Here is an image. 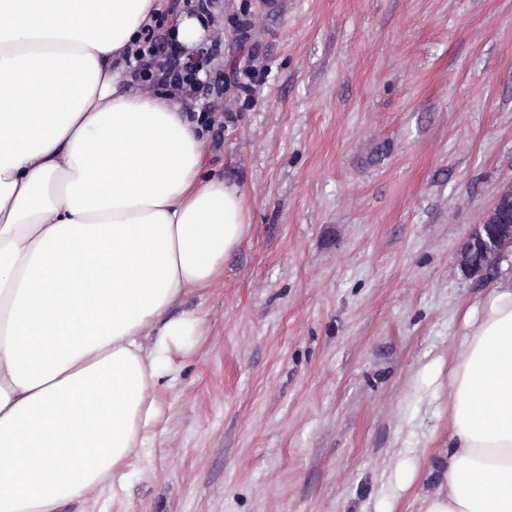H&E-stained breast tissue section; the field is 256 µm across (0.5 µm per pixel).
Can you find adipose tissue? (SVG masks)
Returning a JSON list of instances; mask_svg holds the SVG:
<instances>
[{
	"label": "adipose tissue",
	"mask_w": 512,
	"mask_h": 512,
	"mask_svg": "<svg viewBox=\"0 0 512 512\" xmlns=\"http://www.w3.org/2000/svg\"><path fill=\"white\" fill-rule=\"evenodd\" d=\"M160 0H0V512H71L125 486L160 421L182 303L248 233L205 174L199 122L124 83ZM448 446L419 512H512V274L465 311Z\"/></svg>",
	"instance_id": "1"
}]
</instances>
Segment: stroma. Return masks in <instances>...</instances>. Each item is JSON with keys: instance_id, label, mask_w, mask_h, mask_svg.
Instances as JSON below:
<instances>
[{"instance_id": "stroma-1", "label": "stroma", "mask_w": 512, "mask_h": 512, "mask_svg": "<svg viewBox=\"0 0 512 512\" xmlns=\"http://www.w3.org/2000/svg\"><path fill=\"white\" fill-rule=\"evenodd\" d=\"M213 0L231 84L203 128L249 231L189 296L161 419L89 512H419L448 448L467 306L492 285L457 255L512 186V0ZM251 24L257 53L235 20ZM417 463L403 462L396 469L393 479L388 484V493L381 499L377 512H391L392 501L397 497L398 491L404 490L407 482L412 478Z\"/></svg>"}]
</instances>
